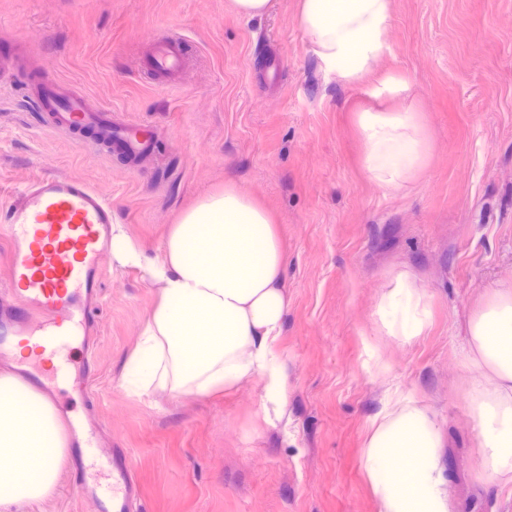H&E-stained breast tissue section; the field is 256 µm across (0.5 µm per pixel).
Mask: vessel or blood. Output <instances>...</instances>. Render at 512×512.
I'll return each mask as SVG.
<instances>
[{
  "label": "vessel or blood",
  "mask_w": 512,
  "mask_h": 512,
  "mask_svg": "<svg viewBox=\"0 0 512 512\" xmlns=\"http://www.w3.org/2000/svg\"><path fill=\"white\" fill-rule=\"evenodd\" d=\"M183 65L179 36L168 33L153 41L149 67L159 78L176 76ZM37 103L49 127L74 134L105 132L114 146L132 156L154 147V127L115 123L109 110L88 109L67 84H43ZM114 217L111 202L79 177H39L0 209V237L9 244V316L15 335L35 342L33 359L17 363L15 370L50 402L58 400V378L69 380L81 398L89 396L102 259L112 247ZM76 348L81 351L77 359L72 356ZM60 415L72 436L71 469L81 472V449L92 443L95 427L89 417L70 410ZM104 460L111 468V487L86 483L84 494L96 503L97 512H134L140 493L127 451L113 449Z\"/></svg>",
  "instance_id": "b4317fda"
}]
</instances>
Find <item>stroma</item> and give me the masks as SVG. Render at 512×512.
I'll use <instances>...</instances> for the list:
<instances>
[{"instance_id": "35a3bbf8", "label": "stroma", "mask_w": 512, "mask_h": 512, "mask_svg": "<svg viewBox=\"0 0 512 512\" xmlns=\"http://www.w3.org/2000/svg\"><path fill=\"white\" fill-rule=\"evenodd\" d=\"M297 0L244 20L229 0H0V204L42 175L80 177L109 198L148 259L199 197L234 181L275 217L288 311L275 352L281 412L264 382L228 394L138 396L124 379L158 291L105 256L97 368L90 390L107 448L128 449L135 512H378L361 468L372 416L390 384L421 398L445 438L452 512H512V483L478 482L479 431L467 399L466 327L483 297L512 278V0H393L386 50L349 85L323 69L296 24ZM184 38L171 85L147 66L152 40ZM391 75L404 99L373 92ZM65 82L88 108L155 126V148L130 157L48 129L29 77ZM420 112L425 170L386 191L366 174L356 114ZM411 271L429 322L404 343L380 333L392 276ZM23 512H96L72 472Z\"/></svg>"}]
</instances>
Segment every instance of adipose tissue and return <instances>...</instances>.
I'll list each match as a JSON object with an SVG mask.
<instances>
[{"label":"adipose tissue","instance_id":"ef3b65f1","mask_svg":"<svg viewBox=\"0 0 512 512\" xmlns=\"http://www.w3.org/2000/svg\"><path fill=\"white\" fill-rule=\"evenodd\" d=\"M392 0H300L296 23L324 69L355 84L381 59ZM357 125L370 179L395 189L425 166L429 141L418 112L366 109ZM112 252L140 266L160 290L124 375L140 393L229 391L260 377L280 405L284 376L274 344L284 328L285 254L268 210L234 182L201 197L174 224L163 257L141 261L120 228ZM378 325L409 342L425 330L429 297L410 271L381 295ZM470 391L480 431L479 478L512 482V279L499 282L468 322ZM443 436L431 411L400 387L370 421L361 467L379 512H452ZM66 437L56 411L15 374L0 372V512L43 499L57 484Z\"/></svg>","mask_w":512,"mask_h":512}]
</instances>
